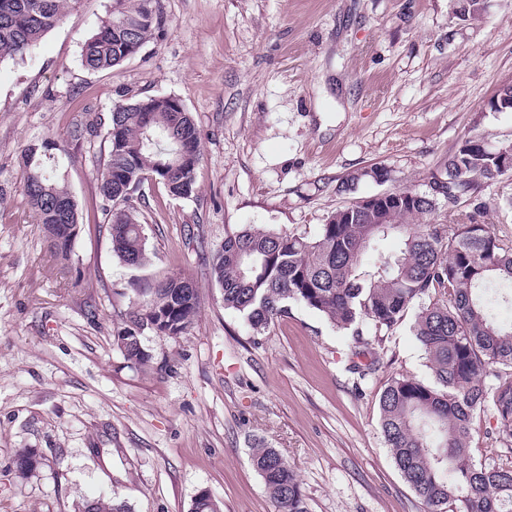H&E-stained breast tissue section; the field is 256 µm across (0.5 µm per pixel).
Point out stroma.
Returning <instances> with one entry per match:
<instances>
[{"label": "stroma", "mask_w": 512, "mask_h": 512, "mask_svg": "<svg viewBox=\"0 0 512 512\" xmlns=\"http://www.w3.org/2000/svg\"><path fill=\"white\" fill-rule=\"evenodd\" d=\"M165 24L134 58L90 71L82 45L113 0H78L24 59L0 62V512H81L119 497L130 512H274L251 463L261 443L296 474L309 512H426L380 428L395 375L431 381L410 322L360 380L352 338L296 303L263 335L225 308L211 265L227 227L315 232L337 208L422 188L462 140L512 145V0L462 20L457 0H160ZM173 96L201 134L195 192L157 182L133 195L150 265L112 254L96 179L107 144L70 132L83 113ZM77 203L72 259L53 262L23 188L22 151ZM385 167L387 181L364 177ZM356 176L352 190L339 186ZM183 273L200 298L188 335L147 336L153 366L114 342L140 288ZM471 457L512 467L491 411L475 413ZM34 450L39 463L18 473Z\"/></svg>", "instance_id": "stroma-1"}]
</instances>
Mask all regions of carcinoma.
Segmentation results:
<instances>
[{"instance_id": "carcinoma-1", "label": "carcinoma", "mask_w": 512, "mask_h": 512, "mask_svg": "<svg viewBox=\"0 0 512 512\" xmlns=\"http://www.w3.org/2000/svg\"><path fill=\"white\" fill-rule=\"evenodd\" d=\"M77 0H0V62L25 57ZM115 10L82 46L92 71L112 70L138 54L164 25L157 0H115ZM106 125L108 149L97 167L102 196L112 202L113 254L130 267L149 261L143 224L131 196L148 181L176 197L195 188L201 162L200 133L189 113L147 97L114 106L107 122L95 116L77 124L74 141ZM505 147L469 137L448 156L440 184L432 178L419 199L384 211L337 209L312 234L283 229L232 228L211 266L224 308L243 315L261 334L296 303L348 331L354 341L352 370L365 380L380 369L389 332L415 307L413 332L434 383L412 375L387 380L379 396L380 425L393 462L428 512L452 500L458 512H512V468L471 461L472 419L489 408L499 424L497 442L512 449V233L480 221L481 192L512 173L502 167ZM22 153L23 180L36 223L51 255L70 261L73 245L56 241V225L77 223L76 203L58 177ZM466 199L472 211L440 212ZM394 236L399 249L378 253ZM143 302L117 331L123 356L142 367L151 353L140 326L158 336H183L199 309L194 282L173 275L142 289ZM275 512H308L298 479L274 448L252 449ZM87 512H129L116 497L87 503Z\"/></svg>"}]
</instances>
